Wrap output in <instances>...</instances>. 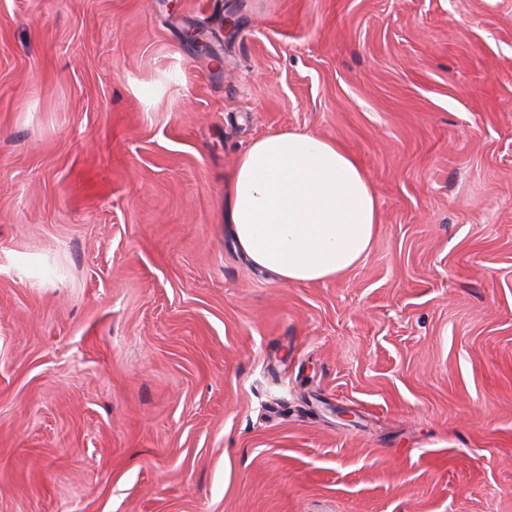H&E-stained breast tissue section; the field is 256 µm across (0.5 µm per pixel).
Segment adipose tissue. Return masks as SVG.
<instances>
[{
    "label": "adipose tissue",
    "mask_w": 512,
    "mask_h": 512,
    "mask_svg": "<svg viewBox=\"0 0 512 512\" xmlns=\"http://www.w3.org/2000/svg\"><path fill=\"white\" fill-rule=\"evenodd\" d=\"M224 222L240 251L283 284L336 279L369 250L379 202L335 141L302 131L256 138L224 183Z\"/></svg>",
    "instance_id": "adipose-tissue-1"
}]
</instances>
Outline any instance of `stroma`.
I'll return each instance as SVG.
<instances>
[{
    "label": "stroma",
    "instance_id": "35a3bbf8",
    "mask_svg": "<svg viewBox=\"0 0 512 512\" xmlns=\"http://www.w3.org/2000/svg\"><path fill=\"white\" fill-rule=\"evenodd\" d=\"M284 130L378 197L331 281L225 227ZM0 512H512V0H0Z\"/></svg>",
    "mask_w": 512,
    "mask_h": 512
}]
</instances>
